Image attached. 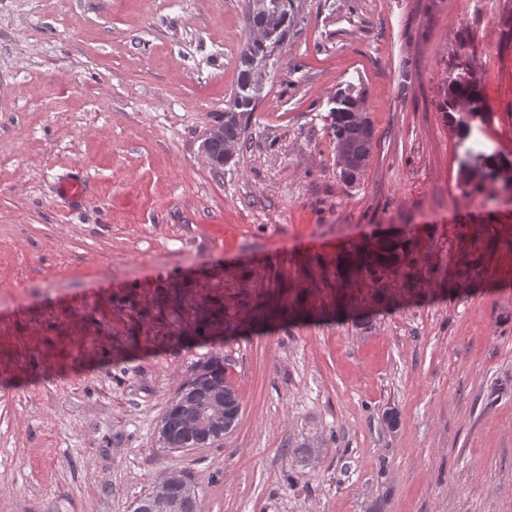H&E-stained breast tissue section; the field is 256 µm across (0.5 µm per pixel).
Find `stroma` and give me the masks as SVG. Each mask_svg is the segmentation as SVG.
<instances>
[{
	"instance_id": "1",
	"label": "stroma",
	"mask_w": 512,
	"mask_h": 512,
	"mask_svg": "<svg viewBox=\"0 0 512 512\" xmlns=\"http://www.w3.org/2000/svg\"><path fill=\"white\" fill-rule=\"evenodd\" d=\"M244 5L0 0V512H133L173 470L201 512H512V197L459 182L466 149L512 161V0H293L217 172ZM351 89L374 139L347 184ZM386 236L425 278L382 302L337 266ZM214 355L237 425L170 450ZM477 80L474 77L456 81L448 87V102L446 103L451 124L460 132L467 133L470 118L477 110ZM459 100L468 101L470 107L466 112L456 109ZM455 112V113H451ZM357 104V97H354L350 92L344 97L337 99L336 109L330 112V127L336 140L337 154H339L340 148L347 147L349 149L351 161H344L340 173L342 180L349 184L356 180V163H361V169H363L373 146V126L371 122L368 120L372 126V138H368L351 116L352 112H358ZM357 118L363 124L365 123V116L362 112L357 113Z\"/></svg>"
}]
</instances>
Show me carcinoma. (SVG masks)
I'll return each mask as SVG.
<instances>
[{"mask_svg": "<svg viewBox=\"0 0 512 512\" xmlns=\"http://www.w3.org/2000/svg\"><path fill=\"white\" fill-rule=\"evenodd\" d=\"M291 0H262V4L248 2L247 19L252 28H275L280 40L266 44L248 41L242 51L233 102L224 112L234 116L224 119V140L239 146L246 132L245 113L253 111L251 100L258 97L261 87L251 85L250 72L253 63L271 62L280 41L288 34V21L291 17ZM477 80L473 77L456 81L448 87L446 103L451 124L465 133L470 127V118L477 110ZM358 99L348 93L336 100V109L330 112L332 134L336 148H348L350 160L344 161L340 176L346 183L356 180V163L366 164L372 150L373 139L367 137L352 113L357 111ZM512 165L501 162L494 153L483 150L471 151L461 162L460 174L463 184L469 186L485 180L495 181L500 172ZM341 275L352 280H360L376 290L389 282L408 285L417 279L418 258L415 246L407 239H381L357 249L346 256L342 263ZM207 372L200 384L202 390L224 397V407L233 412L241 407L240 398L234 386L224 375V360L211 357L204 363Z\"/></svg>", "mask_w": 512, "mask_h": 512, "instance_id": "cac0c4a2", "label": "carcinoma"}]
</instances>
